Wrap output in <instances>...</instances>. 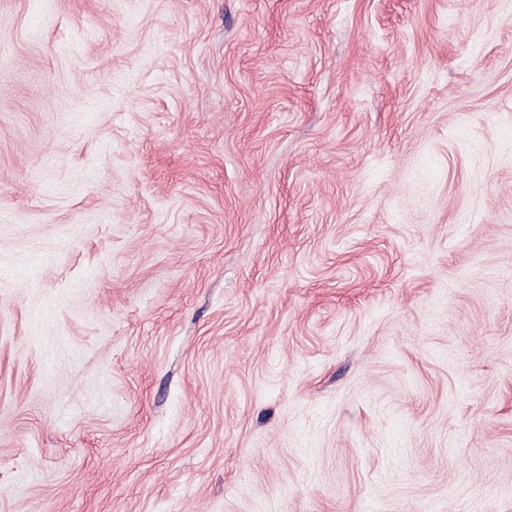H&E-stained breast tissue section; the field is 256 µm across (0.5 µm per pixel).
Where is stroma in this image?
<instances>
[{
	"mask_svg": "<svg viewBox=\"0 0 512 512\" xmlns=\"http://www.w3.org/2000/svg\"><path fill=\"white\" fill-rule=\"evenodd\" d=\"M0 512H512V0H0Z\"/></svg>",
	"mask_w": 512,
	"mask_h": 512,
	"instance_id": "35a3bbf8",
	"label": "stroma"
}]
</instances>
